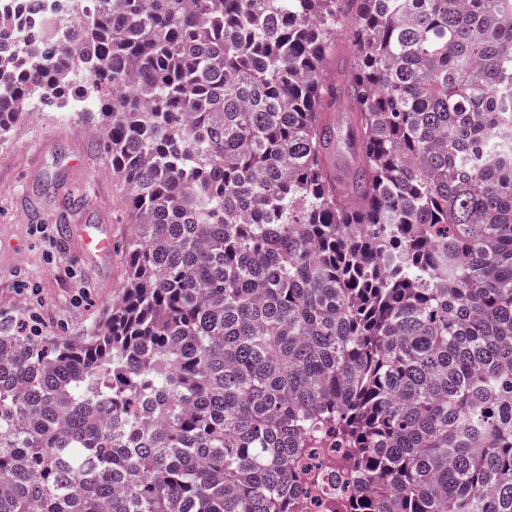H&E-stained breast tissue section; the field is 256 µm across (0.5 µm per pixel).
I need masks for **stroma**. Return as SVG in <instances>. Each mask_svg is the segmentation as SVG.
<instances>
[{
  "instance_id": "obj_1",
  "label": "stroma",
  "mask_w": 512,
  "mask_h": 512,
  "mask_svg": "<svg viewBox=\"0 0 512 512\" xmlns=\"http://www.w3.org/2000/svg\"><path fill=\"white\" fill-rule=\"evenodd\" d=\"M91 128L78 116L36 110L0 142V323L16 330L83 335L124 292L121 245L132 224ZM80 224L111 232L109 262L83 253Z\"/></svg>"
}]
</instances>
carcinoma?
I'll return each mask as SVG.
<instances>
[{
    "label": "carcinoma",
    "mask_w": 512,
    "mask_h": 512,
    "mask_svg": "<svg viewBox=\"0 0 512 512\" xmlns=\"http://www.w3.org/2000/svg\"><path fill=\"white\" fill-rule=\"evenodd\" d=\"M73 12L85 54L0 63V140L100 115L127 282L0 326V512H303L311 448L335 512H512V0ZM335 460L336 465V448H313L304 462L303 471L310 480L315 477V483L318 482L319 474L326 470V463Z\"/></svg>",
    "instance_id": "obj_1"
}]
</instances>
